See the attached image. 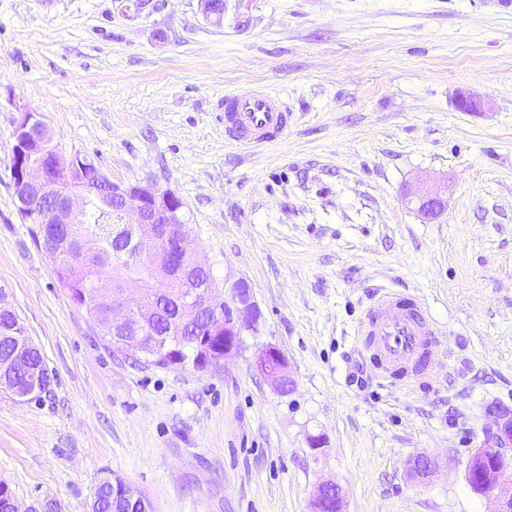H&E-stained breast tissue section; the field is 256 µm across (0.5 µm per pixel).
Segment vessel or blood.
I'll use <instances>...</instances> for the list:
<instances>
[{"label":"vessel or blood","mask_w":512,"mask_h":512,"mask_svg":"<svg viewBox=\"0 0 512 512\" xmlns=\"http://www.w3.org/2000/svg\"><path fill=\"white\" fill-rule=\"evenodd\" d=\"M292 114L280 95L239 89L224 96V135L243 147H259L287 130ZM360 344L379 378L389 384L424 382L438 369L430 356L443 331L426 302L404 291H388L365 310Z\"/></svg>","instance_id":"vessel-or-blood-1"}]
</instances>
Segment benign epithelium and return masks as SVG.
Instances as JSON below:
<instances>
[{
  "label": "benign epithelium",
  "instance_id": "obj_1",
  "mask_svg": "<svg viewBox=\"0 0 512 512\" xmlns=\"http://www.w3.org/2000/svg\"><path fill=\"white\" fill-rule=\"evenodd\" d=\"M14 146L9 167L10 186L19 203V211L35 218L39 224H85L92 208H114L120 212L121 223L132 229L133 243L116 238L113 262L137 264L143 260L150 266L151 281L164 285L162 292L131 280L115 279L111 289L95 295L94 304L102 309L104 323L112 335L121 336L115 347L145 351L144 324L146 316L159 310L158 298L165 294L174 298L180 308L181 322L193 325L207 317L206 327L213 337L224 339V346L207 355L204 369L223 366L238 353L243 332L260 333L263 313L247 281H224V297L216 295L215 284L189 290L188 283L200 272L210 268L196 258V249L186 224L180 218L181 200L171 191L152 181L122 184L110 180L88 157L79 153L62 156L51 144V138L36 113L25 112L14 124ZM418 209L427 217L439 216L444 208L437 192L417 188L408 192ZM74 244L75 263L95 268L100 263L97 241L69 235ZM135 291L138 299L130 302L127 292ZM38 351L28 338L19 340L6 357L0 358V389L19 400H38L47 392L50 379L46 368L30 364L32 353ZM256 370L282 393L294 389L290 364L283 351L267 346L255 359ZM488 457L499 462L494 473L485 476L484 494L498 500L496 512H512V474L504 448L488 444L476 450L468 460ZM436 470L435 460L419 454L409 461L408 473L417 481H425ZM122 492L132 503H141L143 512H151L149 500L131 483L118 477ZM345 495L332 480L315 486L308 500V512H345Z\"/></svg>",
  "mask_w": 512,
  "mask_h": 512
}]
</instances>
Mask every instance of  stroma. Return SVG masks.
Segmentation results:
<instances>
[{"instance_id":"stroma-1","label":"stroma","mask_w":512,"mask_h":512,"mask_svg":"<svg viewBox=\"0 0 512 512\" xmlns=\"http://www.w3.org/2000/svg\"><path fill=\"white\" fill-rule=\"evenodd\" d=\"M132 2L0 0V298L52 376L38 402L0 391V480L38 512H89L107 473L153 512H307L326 479L346 512H495L465 468L512 428V4L224 0L216 20L149 0L131 20ZM241 87L282 95L288 130L225 139ZM24 112L62 155L179 197L216 287L251 286L260 334L206 371L113 347L19 211ZM418 180L440 216L409 202ZM381 286L423 297L446 332L423 384L381 386L361 362ZM268 345L292 393L256 371ZM420 453L438 463L423 483ZM436 470L435 460L428 454H419L409 461L408 473L417 481H425L430 478Z\"/></svg>"}]
</instances>
